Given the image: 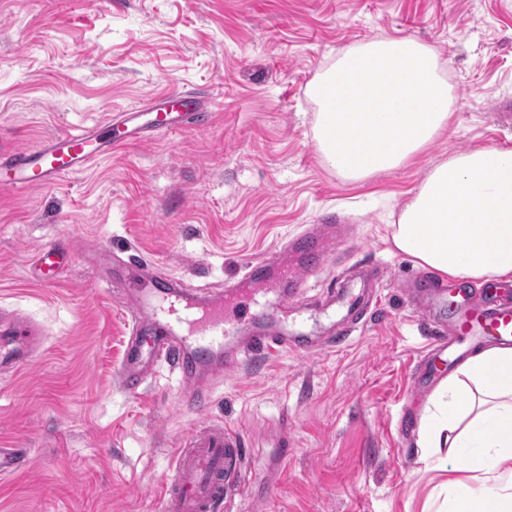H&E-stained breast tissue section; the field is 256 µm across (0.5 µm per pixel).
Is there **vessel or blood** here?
<instances>
[{"label":"vessel or blood","instance_id":"b4317fda","mask_svg":"<svg viewBox=\"0 0 512 512\" xmlns=\"http://www.w3.org/2000/svg\"><path fill=\"white\" fill-rule=\"evenodd\" d=\"M213 114L204 99L189 90L155 98L108 114L95 125L62 133L34 148L0 151V187L28 188L54 184L87 169L94 161L127 144L144 142L160 130L202 129ZM352 228L341 217L300 231L281 251L249 262L243 277L223 290L200 296L179 283H163L151 274V263L137 253L121 262V288L133 294L128 304L131 340L120 372L125 391L143 387L149 367L171 364L184 384L183 406L193 412L209 404L213 382L242 359L282 350L305 353L346 347L366 312L358 310L348 326L325 339L296 330H255V295L272 280L303 286L305 275L324 267L330 250L349 245ZM71 257V244L62 241L40 250L34 269L42 283H51ZM429 308H447V325H435L431 342L446 341L449 359L461 356L460 340L476 344L512 343V306L494 303L496 287L475 292L458 284L443 285L418 275L407 289ZM0 334L15 340L11 356L15 368L29 365L45 340L42 327L29 318L0 316ZM246 460L245 437L237 429L202 422L191 429L175 451V467L160 487V512H220L229 490L237 486Z\"/></svg>","mask_w":512,"mask_h":512}]
</instances>
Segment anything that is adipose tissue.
Returning a JSON list of instances; mask_svg holds the SVG:
<instances>
[{"instance_id":"1","label":"adipose tissue","mask_w":512,"mask_h":512,"mask_svg":"<svg viewBox=\"0 0 512 512\" xmlns=\"http://www.w3.org/2000/svg\"><path fill=\"white\" fill-rule=\"evenodd\" d=\"M325 165L361 182L405 165L449 125L452 96L435 51L380 37L337 56L310 88ZM395 249L452 279L512 280V149L487 146L436 165L401 210ZM425 441L473 448L479 490L456 484L451 512H512V347L477 351L432 401Z\"/></svg>"}]
</instances>
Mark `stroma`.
<instances>
[{
  "label": "stroma",
  "mask_w": 512,
  "mask_h": 512,
  "mask_svg": "<svg viewBox=\"0 0 512 512\" xmlns=\"http://www.w3.org/2000/svg\"><path fill=\"white\" fill-rule=\"evenodd\" d=\"M402 36L437 53L449 126L409 163L345 181L316 149L309 86L337 55ZM177 89L208 97V127L0 190V311L47 331L27 369L0 366V448L31 458L0 477V512H157L174 452L203 420L246 438V484L223 512H448V484L468 472L419 445L433 394L414 382L434 354L404 293L421 268L394 250L391 225L449 155L512 147V0H0V150ZM332 212L353 220L354 243L298 298L271 281L257 308L268 327L325 336L352 300L377 297L349 346L243 361L201 414L165 368L139 394L121 388L130 317L101 278L114 259L137 251L156 275L217 291ZM66 238L58 282H36L34 254ZM353 266L368 277L329 303L330 279Z\"/></svg>",
  "instance_id": "stroma-1"
}]
</instances>
